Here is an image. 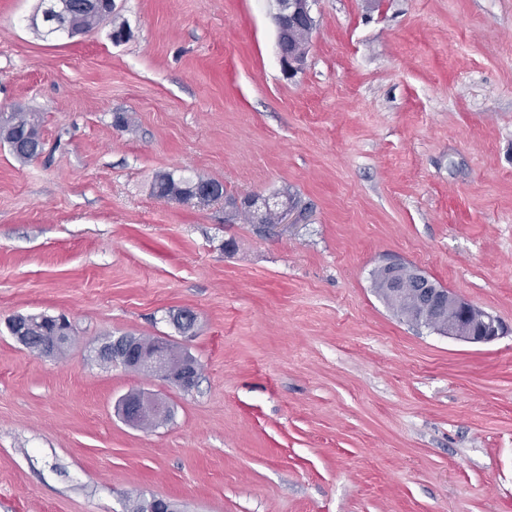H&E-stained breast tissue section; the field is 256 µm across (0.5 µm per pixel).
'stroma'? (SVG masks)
Segmentation results:
<instances>
[{"mask_svg": "<svg viewBox=\"0 0 512 512\" xmlns=\"http://www.w3.org/2000/svg\"><path fill=\"white\" fill-rule=\"evenodd\" d=\"M40 5L0 0V113L44 142L0 141V512H512V0H317L291 79L272 0H116L72 39ZM161 172L291 194L298 221L158 197ZM386 258L506 332L407 321ZM41 313L72 325L51 358L7 329ZM124 334L196 385L101 363ZM132 392L169 420L125 423ZM0 139L21 160L38 156L42 148L40 116L36 112H10L1 117Z\"/></svg>", "mask_w": 512, "mask_h": 512, "instance_id": "obj_1", "label": "stroma"}]
</instances>
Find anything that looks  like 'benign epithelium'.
<instances>
[{
	"instance_id": "benign-epithelium-1",
	"label": "benign epithelium",
	"mask_w": 512,
	"mask_h": 512,
	"mask_svg": "<svg viewBox=\"0 0 512 512\" xmlns=\"http://www.w3.org/2000/svg\"><path fill=\"white\" fill-rule=\"evenodd\" d=\"M276 6L274 21L277 29V48L281 68L292 77L304 68L307 52L290 51L288 43L294 28L316 26L313 4L316 0H273ZM226 204L237 213L244 209L259 217L270 205L265 199L262 205L257 200L247 199L236 202L230 198ZM380 268L383 271L381 295L389 303H396L406 290H411L416 301L428 310V315L409 314L413 322L423 325L434 332L468 343H489L504 333L501 321L492 314L451 293L431 280L422 270L409 264L389 261ZM69 340L60 332H52L41 340L39 354L52 356L58 346ZM170 342L158 338L144 347L137 337L124 335L112 338L98 350L103 362H119L129 368L157 376L169 385L189 390L198 378V364L193 357L184 352L174 356ZM122 416L136 426H148L160 423L168 417V407L160 400L147 398L139 393L126 395L119 405Z\"/></svg>"
}]
</instances>
